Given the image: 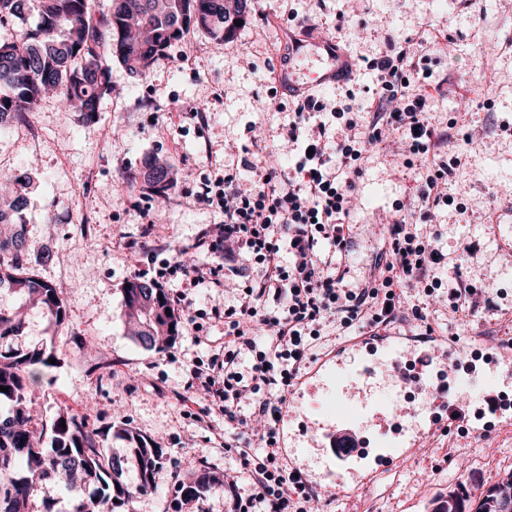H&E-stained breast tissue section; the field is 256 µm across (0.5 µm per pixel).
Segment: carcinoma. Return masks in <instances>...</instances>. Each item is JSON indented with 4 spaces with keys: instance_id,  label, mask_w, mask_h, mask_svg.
Masks as SVG:
<instances>
[{
    "instance_id": "obj_1",
    "label": "carcinoma",
    "mask_w": 512,
    "mask_h": 512,
    "mask_svg": "<svg viewBox=\"0 0 512 512\" xmlns=\"http://www.w3.org/2000/svg\"><path fill=\"white\" fill-rule=\"evenodd\" d=\"M249 10L248 0H112L106 12L96 9L95 0H0V29L15 30L0 39V126L32 111L47 91L92 119L111 89L112 60L144 75L192 28L223 45ZM31 15L36 16L32 26ZM0 178L16 186L8 206L0 207V224H15L26 204L27 182L17 174L1 172ZM142 178L155 196L175 186L170 167L155 160L145 164ZM27 265L23 234L16 230L1 238L0 286L8 285L39 309L50 325H63L57 288ZM124 304L135 319L132 338L144 349H159L178 335L179 315L166 289L133 278L124 289ZM24 329L20 313L0 308V386L9 387L0 391V403L9 405L8 415L0 418V512H36L38 500L41 512H59L51 494L59 473L68 476L72 492L65 512H123L135 495L154 489L151 476L163 463V449L125 433L136 444L132 452L139 460L137 483L129 486L118 480L121 471L104 447V432L85 416L63 410L49 423L36 421L30 388L53 352L44 346L1 349ZM210 484L205 472L179 481L180 505H194ZM507 500L512 501V481L502 480L479 496L472 512H502ZM470 502L464 492L450 493L440 512H467Z\"/></svg>"
}]
</instances>
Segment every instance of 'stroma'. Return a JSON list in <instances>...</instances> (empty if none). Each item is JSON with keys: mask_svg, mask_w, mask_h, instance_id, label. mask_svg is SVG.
Listing matches in <instances>:
<instances>
[{"mask_svg": "<svg viewBox=\"0 0 512 512\" xmlns=\"http://www.w3.org/2000/svg\"><path fill=\"white\" fill-rule=\"evenodd\" d=\"M288 31L324 35L358 59L353 80L325 94L342 98L351 91L366 103L375 74L363 58L378 56L391 40L418 42L427 31L443 35L435 48L419 46L416 56L433 79L447 81L446 95L431 103L439 130L452 139L469 135L470 142L448 180L464 207L438 206L430 222L442 231L440 249L460 259L463 280L481 294L474 311L458 315L442 293L407 291L403 318L391 328L421 348L453 338L469 351L512 341V134L502 130L512 123V0H328L322 10L314 0H252L244 23L223 46L194 30L147 75L113 63V92L94 120L50 96L20 124L0 128V170L30 179L23 222L33 268L59 287L66 312L56 329L39 310L26 314L19 345L53 341L56 359L35 386L34 410L46 420L65 408L86 415L106 431L105 447L123 458L121 480L129 485L137 473L125 431L162 448L153 492L133 498L127 512H172L178 481L203 470L214 481L191 512H231L234 498L250 493L239 459L225 454L217 437L223 414L189 383L192 369L208 365L224 348V324L213 309L235 302L238 285L254 279L257 268L195 248L224 212L197 203L194 192L201 180L247 162L292 169L294 150L270 145L288 114L274 111L268 96L274 88L275 99L291 102L277 88ZM155 157L178 173L163 198L150 196L138 179ZM365 167L352 201L345 258L355 280L378 263L387 225L399 204L412 201L420 178L419 167L407 166L393 143L370 147ZM469 243L477 255L461 260ZM197 267L217 269L233 287H190ZM134 277L185 295L179 334L162 350H145L128 334L123 288ZM415 305L425 308L433 335H421L411 316ZM448 363L455 368L451 401L465 420L462 427L435 431L430 447L412 459L401 457L400 438L381 428L395 419L408 429L429 428L427 393L407 400L388 380L372 381L373 399L386 411L363 417L372 447L349 465L376 476L347 499L337 497L330 462L314 447L318 424L335 408V385L289 396L288 427L312 474L314 512H435L458 488L476 497L512 472V407L475 419L487 390L471 385L467 358L452 355ZM381 452L395 462L379 472L374 458Z\"/></svg>", "mask_w": 512, "mask_h": 512, "instance_id": "35a3bbf8", "label": "stroma"}]
</instances>
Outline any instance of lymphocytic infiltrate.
Listing matches in <instances>:
<instances>
[{
  "label": "lymphocytic infiltrate",
  "instance_id": "obj_1",
  "mask_svg": "<svg viewBox=\"0 0 512 512\" xmlns=\"http://www.w3.org/2000/svg\"><path fill=\"white\" fill-rule=\"evenodd\" d=\"M378 89L371 104L307 97L296 101L279 140L295 144L293 173L260 168L257 182L242 189L239 171L202 183L198 199L220 201L223 221L199 247L214 254L235 246L247 250L258 266L236 304L224 308V359L194 370L192 382L224 415V450L238 456L252 492L240 512H307L313 489L280 459L273 425L286 391L300 373L322 326L340 329L387 326L409 288L432 295L447 288L453 312L477 303V289L460 278L442 279L450 261L438 241L440 230H425L397 219L389 228L386 261L377 279L359 286L345 281L343 259L350 246V202L364 173L368 146L398 135L405 152L426 165L413 206L421 218L434 207L453 203L449 167L429 163L448 138L432 121L430 102L443 95L442 83L419 77L416 53L390 47L368 60ZM267 331L258 345L254 324ZM249 400V414L240 403ZM268 422L263 452H256L242 429L249 418Z\"/></svg>",
  "mask_w": 512,
  "mask_h": 512
}]
</instances>
